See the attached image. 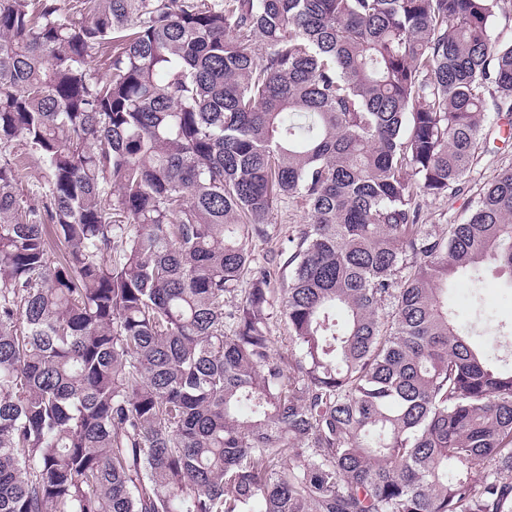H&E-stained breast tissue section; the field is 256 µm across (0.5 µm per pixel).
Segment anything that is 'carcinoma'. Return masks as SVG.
Here are the masks:
<instances>
[{"instance_id":"carcinoma-1","label":"carcinoma","mask_w":512,"mask_h":512,"mask_svg":"<svg viewBox=\"0 0 512 512\" xmlns=\"http://www.w3.org/2000/svg\"><path fill=\"white\" fill-rule=\"evenodd\" d=\"M76 2L0 0V512H512V366L448 309L512 276V167L418 203L512 115L507 0ZM492 38L505 46L512 43V5L505 2L503 11L499 12L491 26ZM499 124L502 125L501 133L498 135L491 128L489 133H493L488 135L486 144H483L484 152L463 180L464 189L459 194L449 198L420 197L424 224L440 226L465 221L476 208L479 198L477 189L491 182L501 168L512 166V124L511 137L508 134L509 126L504 120L499 121ZM30 168L25 171V175L16 188V193L23 201L33 203L36 200V191L42 182V174L37 164H30ZM305 218L306 214L304 209L300 205L297 206L295 203H288V207L278 208L277 211H274L272 222L273 224H277L280 235L277 239L267 242L257 239L253 240L250 244L253 252L261 257L269 250L279 249L281 247L288 248V235L295 234L300 224H303L305 221Z\"/></svg>"}]
</instances>
